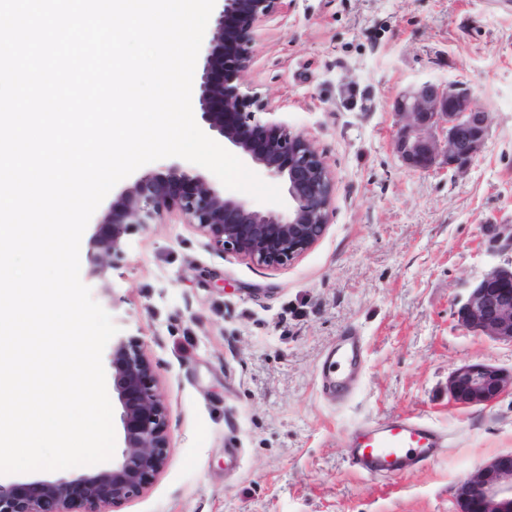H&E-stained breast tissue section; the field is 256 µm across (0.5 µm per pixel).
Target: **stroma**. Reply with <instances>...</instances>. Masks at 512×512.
<instances>
[{
	"label": "stroma",
	"instance_id": "obj_1",
	"mask_svg": "<svg viewBox=\"0 0 512 512\" xmlns=\"http://www.w3.org/2000/svg\"><path fill=\"white\" fill-rule=\"evenodd\" d=\"M464 84L488 112L463 171L407 166L396 99ZM243 86L304 136L335 187L323 237L265 267L171 218L124 243L104 308L139 337L163 396L164 470L112 512H456L455 487L512 452V395L460 407L458 366L512 371V344L460 326L470 284L512 259V9L493 0H279L255 29ZM367 365L336 404L318 367L337 336ZM412 414L448 438L424 468L369 479L348 431Z\"/></svg>",
	"mask_w": 512,
	"mask_h": 512
}]
</instances>
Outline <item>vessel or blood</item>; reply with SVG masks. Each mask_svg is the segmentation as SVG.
<instances>
[{
    "label": "vessel or blood",
    "mask_w": 512,
    "mask_h": 512,
    "mask_svg": "<svg viewBox=\"0 0 512 512\" xmlns=\"http://www.w3.org/2000/svg\"><path fill=\"white\" fill-rule=\"evenodd\" d=\"M365 364L366 352L360 337L344 331L319 368L322 391L337 402H344L353 394L355 380ZM444 445L443 434L433 424L402 414L355 426L346 444V461L362 475L385 477L423 467Z\"/></svg>",
    "instance_id": "b4317fda"
}]
</instances>
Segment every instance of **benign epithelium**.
Masks as SVG:
<instances>
[{"mask_svg":"<svg viewBox=\"0 0 512 512\" xmlns=\"http://www.w3.org/2000/svg\"><path fill=\"white\" fill-rule=\"evenodd\" d=\"M211 39L200 52L194 88L202 130L228 143L248 164L284 181L288 213L260 212L228 197L197 170L178 161L148 169L125 185L112 212L97 220L92 243L99 249L88 280H102L123 257L126 237L179 215L197 225L224 251L258 265L275 267L300 256L324 234L333 198L331 172L300 134L259 113L273 110L232 82L253 60L254 28L280 0H216ZM403 120L397 149L406 163L428 170L443 159L466 169L483 148L489 113L476 108L458 83L430 82L396 102ZM465 328L512 343V262L485 272L456 311ZM112 391L120 405L118 445L112 464L91 474L34 479L0 478V512H112V505L143 491L167 462V420L163 396L150 361L135 337L112 341ZM512 393V372L484 363L464 364L448 378V395L462 407L490 404ZM457 512H512V453L499 455L455 489Z\"/></svg>","mask_w":512,"mask_h":512,"instance_id":"obj_1","label":"benign epithelium"}]
</instances>
